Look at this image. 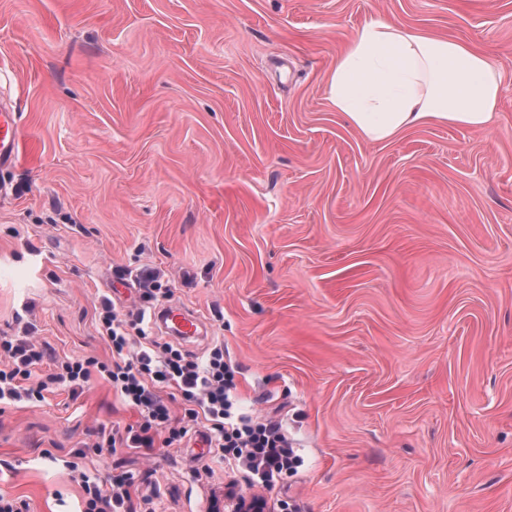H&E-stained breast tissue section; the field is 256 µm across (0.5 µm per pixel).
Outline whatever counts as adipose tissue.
Returning <instances> with one entry per match:
<instances>
[{
	"label": "adipose tissue",
	"instance_id": "1",
	"mask_svg": "<svg viewBox=\"0 0 512 512\" xmlns=\"http://www.w3.org/2000/svg\"><path fill=\"white\" fill-rule=\"evenodd\" d=\"M325 93L362 139L378 143L429 123L491 128L499 80L471 44L378 18L337 57Z\"/></svg>",
	"mask_w": 512,
	"mask_h": 512
}]
</instances>
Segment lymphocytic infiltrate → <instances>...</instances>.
Returning a JSON list of instances; mask_svg holds the SVG:
<instances>
[{
	"instance_id": "obj_1",
	"label": "lymphocytic infiltrate",
	"mask_w": 512,
	"mask_h": 512,
	"mask_svg": "<svg viewBox=\"0 0 512 512\" xmlns=\"http://www.w3.org/2000/svg\"><path fill=\"white\" fill-rule=\"evenodd\" d=\"M100 306L102 338L112 352L111 363L52 355L29 335L0 336V401L40 402L58 386L75 397L96 371L137 411L140 421L122 432L98 429L95 448L113 454L121 448L151 449L159 442L170 447L204 420L221 460L244 468L251 486L272 489L300 465L279 422H256L240 413L223 342H216L199 359L168 342H142L129 334L127 321L109 298H102ZM44 366L48 374L37 378ZM135 484L134 473L119 464L102 483L81 476V512H139L132 497Z\"/></svg>"
}]
</instances>
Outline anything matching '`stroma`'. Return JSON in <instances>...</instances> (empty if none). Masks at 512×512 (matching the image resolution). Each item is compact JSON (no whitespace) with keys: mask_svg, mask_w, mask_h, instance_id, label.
Returning <instances> with one entry per match:
<instances>
[{"mask_svg":"<svg viewBox=\"0 0 512 512\" xmlns=\"http://www.w3.org/2000/svg\"><path fill=\"white\" fill-rule=\"evenodd\" d=\"M374 18L488 52L496 124L364 141L325 84ZM0 101V336L110 362L101 299L127 313L160 273L204 324L179 348L223 341L243 411L303 459L266 512H512V0H0ZM137 421L96 374L0 402V493L80 512L74 471L121 460L140 512L255 495L201 426L80 447ZM20 147L17 112L0 105V166L8 167L17 163Z\"/></svg>","mask_w":512,"mask_h":512,"instance_id":"stroma-1","label":"stroma"}]
</instances>
